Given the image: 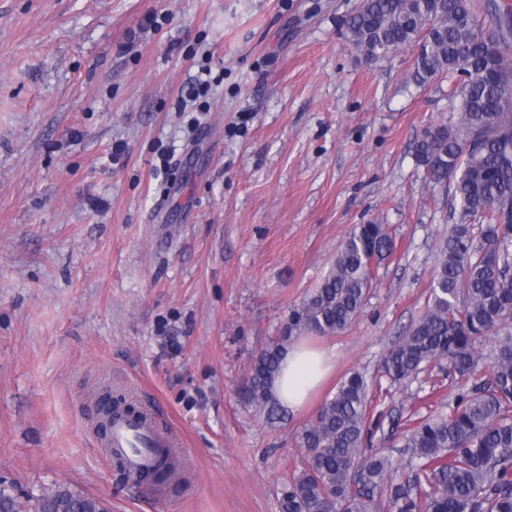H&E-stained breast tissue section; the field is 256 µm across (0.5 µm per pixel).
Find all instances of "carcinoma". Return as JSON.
I'll return each mask as SVG.
<instances>
[{
	"label": "carcinoma",
	"instance_id": "cac0c4a2",
	"mask_svg": "<svg viewBox=\"0 0 512 512\" xmlns=\"http://www.w3.org/2000/svg\"><path fill=\"white\" fill-rule=\"evenodd\" d=\"M368 62L416 47L412 79L448 80L456 120L431 125L414 157L432 187L451 194L458 218L438 250L431 301L385 355L394 384L433 368L456 392L448 412L405 422L371 408L360 373L345 377L299 434L306 462L278 497L279 512H512V11L489 0H364L343 20ZM395 242L378 221L357 224L319 286L297 306L288 332L255 357L244 399L272 419V383L294 334L334 335L363 311L373 269ZM399 436L408 460L390 454ZM149 476L179 474L167 448L154 449ZM34 512H107L66 488L35 498Z\"/></svg>",
	"mask_w": 512,
	"mask_h": 512
}]
</instances>
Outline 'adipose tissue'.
<instances>
[{"mask_svg":"<svg viewBox=\"0 0 512 512\" xmlns=\"http://www.w3.org/2000/svg\"><path fill=\"white\" fill-rule=\"evenodd\" d=\"M331 354L300 340L289 345L274 383V393L288 409L299 408L331 368Z\"/></svg>","mask_w":512,"mask_h":512,"instance_id":"obj_1","label":"adipose tissue"}]
</instances>
